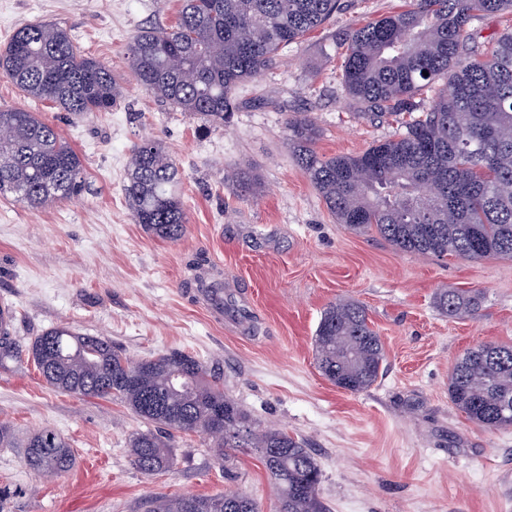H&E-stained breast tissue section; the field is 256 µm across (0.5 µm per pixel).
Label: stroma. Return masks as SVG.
I'll use <instances>...</instances> for the list:
<instances>
[{"label":"stroma","mask_w":512,"mask_h":512,"mask_svg":"<svg viewBox=\"0 0 512 512\" xmlns=\"http://www.w3.org/2000/svg\"><path fill=\"white\" fill-rule=\"evenodd\" d=\"M181 0H0V49L26 22L66 29L108 64L121 96L112 111L76 115L27 97L0 76V109L38 113L80 155L75 198L35 210L0 197V305L26 343L54 327L100 336L137 361L170 351L203 360L224 391L263 427L302 439L318 463L329 512H512V428L489 431L448 398L456 359L487 342L512 345V258L466 261L405 254L378 234L337 224L287 140L290 113L319 128L316 151L356 155L398 131L359 115L342 87V42L402 0H340L323 26L280 53L235 91L216 122L158 101L135 81L132 37L175 25ZM160 140L181 174L187 232L176 242L136 224L123 184L130 148ZM247 171V195L227 174ZM202 269L190 268L194 257ZM224 284V317L201 304L198 275ZM448 289L481 297L475 316L438 304ZM351 298L385 349L384 369L353 394L317 368L323 311ZM0 512H144L158 495L248 493L277 512V490L256 451L218 461L206 436L170 437L174 464L148 477L132 463L130 436L144 421L116 399L53 390L33 363L0 368ZM48 429L64 438L73 468L39 479L23 440Z\"/></svg>","instance_id":"obj_1"}]
</instances>
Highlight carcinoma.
I'll use <instances>...</instances> for the list:
<instances>
[{
	"instance_id": "obj_1",
	"label": "carcinoma",
	"mask_w": 512,
	"mask_h": 512,
	"mask_svg": "<svg viewBox=\"0 0 512 512\" xmlns=\"http://www.w3.org/2000/svg\"><path fill=\"white\" fill-rule=\"evenodd\" d=\"M402 10L351 31L341 82L373 116L401 117L393 139L358 155L323 156L306 114L287 120L288 142L337 223L375 232L403 253L475 261L512 258V30L482 49L472 21L512 13V0H403ZM339 0H182L174 26L139 32L129 45L137 83L183 112L214 120L236 110L233 96L279 53L320 27ZM428 75H423V72ZM0 74L23 93L66 112H108L119 88L111 68L83 54L64 29L26 23L0 53ZM0 196L38 209L82 191L83 164L59 132L34 112L0 110ZM181 173L156 141L133 145L124 184L134 222L164 241L186 233ZM450 317L474 316L480 296L446 291ZM316 364L350 393L369 389L385 360L380 336L353 299L331 304L314 338ZM28 360L51 388L116 398L150 428L128 444L145 475L172 464L158 430L204 433L217 458L253 448L279 490V512H328L321 471L304 443L262 428L198 358L172 351L132 361L97 336L53 328L25 345L0 324V368ZM451 403L481 427H512V346L483 343L457 359ZM26 465L43 477L72 465L69 444L51 430L30 434ZM146 512H257L244 493L162 496Z\"/></svg>"
}]
</instances>
